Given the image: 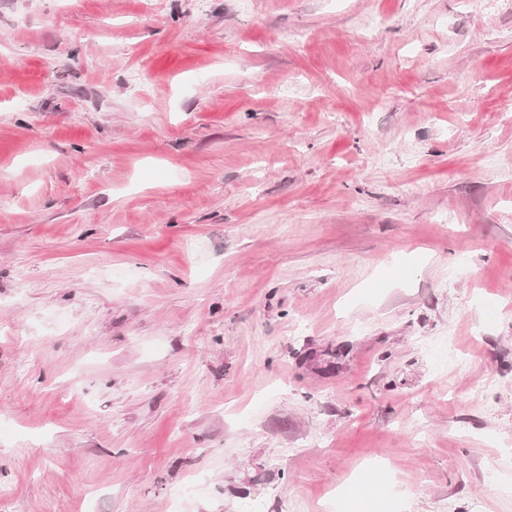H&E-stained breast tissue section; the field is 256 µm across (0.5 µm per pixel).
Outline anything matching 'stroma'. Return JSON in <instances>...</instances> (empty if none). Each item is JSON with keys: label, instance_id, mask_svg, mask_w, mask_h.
Segmentation results:
<instances>
[{"label": "stroma", "instance_id": "35a3bbf8", "mask_svg": "<svg viewBox=\"0 0 512 512\" xmlns=\"http://www.w3.org/2000/svg\"><path fill=\"white\" fill-rule=\"evenodd\" d=\"M512 512V0H0V512ZM371 488L367 490H356L350 493L343 501L337 505V511L340 512H371L372 505L380 496L381 491L377 482L371 483Z\"/></svg>", "mask_w": 512, "mask_h": 512}]
</instances>
